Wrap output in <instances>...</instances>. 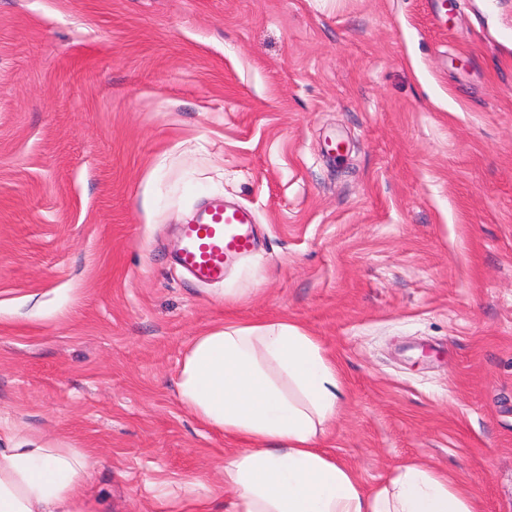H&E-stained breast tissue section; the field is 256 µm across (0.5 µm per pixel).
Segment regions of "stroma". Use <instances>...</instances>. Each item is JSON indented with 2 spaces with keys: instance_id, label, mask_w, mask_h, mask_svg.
<instances>
[{
  "instance_id": "stroma-1",
  "label": "stroma",
  "mask_w": 512,
  "mask_h": 512,
  "mask_svg": "<svg viewBox=\"0 0 512 512\" xmlns=\"http://www.w3.org/2000/svg\"><path fill=\"white\" fill-rule=\"evenodd\" d=\"M206 197L257 218L218 284ZM227 321L316 339L364 488L512 512V0H0V428L88 453L80 512H221L177 381ZM254 223L248 209L211 205L199 220L184 224L180 266L200 282L224 280L226 264L253 251Z\"/></svg>"
}]
</instances>
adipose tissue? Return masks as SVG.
Returning a JSON list of instances; mask_svg holds the SVG:
<instances>
[{
	"instance_id": "ef3b65f1",
	"label": "adipose tissue",
	"mask_w": 512,
	"mask_h": 512,
	"mask_svg": "<svg viewBox=\"0 0 512 512\" xmlns=\"http://www.w3.org/2000/svg\"><path fill=\"white\" fill-rule=\"evenodd\" d=\"M344 390L314 337L286 322H229L196 337L178 376L181 403L240 441L224 457V512H478L447 473L410 463L383 486L319 446ZM86 453L0 435V512H75Z\"/></svg>"
}]
</instances>
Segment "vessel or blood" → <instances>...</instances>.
Returning <instances> with one entry per match:
<instances>
[{
	"instance_id": "obj_1",
	"label": "vessel or blood",
	"mask_w": 512,
	"mask_h": 512,
	"mask_svg": "<svg viewBox=\"0 0 512 512\" xmlns=\"http://www.w3.org/2000/svg\"><path fill=\"white\" fill-rule=\"evenodd\" d=\"M253 213L211 205L197 221L182 228L179 264L198 281L219 282L226 264L254 248Z\"/></svg>"
}]
</instances>
